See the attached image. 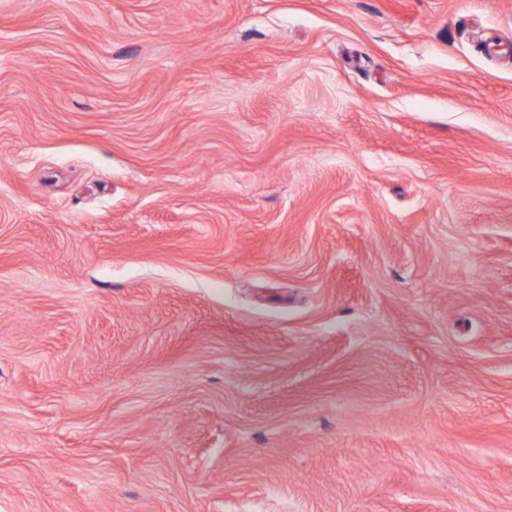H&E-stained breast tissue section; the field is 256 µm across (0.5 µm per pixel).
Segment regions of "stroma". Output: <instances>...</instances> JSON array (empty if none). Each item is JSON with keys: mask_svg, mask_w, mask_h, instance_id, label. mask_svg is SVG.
I'll list each match as a JSON object with an SVG mask.
<instances>
[{"mask_svg": "<svg viewBox=\"0 0 512 512\" xmlns=\"http://www.w3.org/2000/svg\"><path fill=\"white\" fill-rule=\"evenodd\" d=\"M0 512H512V0H0Z\"/></svg>", "mask_w": 512, "mask_h": 512, "instance_id": "stroma-1", "label": "stroma"}]
</instances>
